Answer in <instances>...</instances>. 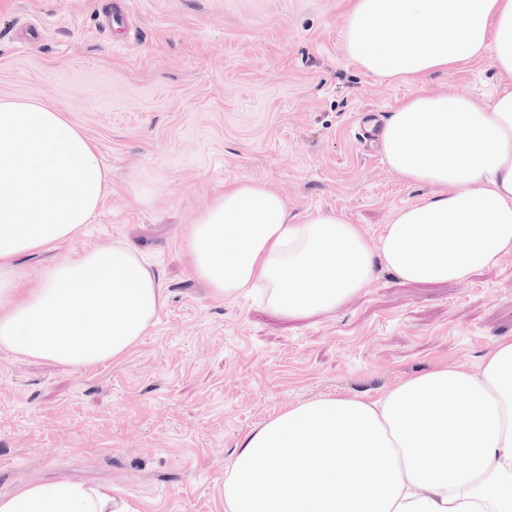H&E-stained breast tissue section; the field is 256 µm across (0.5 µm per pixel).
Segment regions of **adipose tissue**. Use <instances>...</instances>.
<instances>
[{"mask_svg": "<svg viewBox=\"0 0 512 512\" xmlns=\"http://www.w3.org/2000/svg\"><path fill=\"white\" fill-rule=\"evenodd\" d=\"M348 56L383 79L416 80L489 59L512 77V0H352ZM388 166L432 196L397 210L379 238L332 211L292 215L263 184L225 187L186 238L214 293L262 292L300 316L332 311L378 270L462 282L512 255V86L483 99L415 92L381 136ZM109 175L63 112L0 99V350L89 368L121 360L165 304L123 245L58 259L23 286L19 256L91 223ZM0 512H134L108 484H26ZM224 512H512V336L476 368L439 364L378 397L321 395L244 436Z\"/></svg>", "mask_w": 512, "mask_h": 512, "instance_id": "adipose-tissue-1", "label": "adipose tissue"}]
</instances>
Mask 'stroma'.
<instances>
[{"label": "stroma", "instance_id": "obj_1", "mask_svg": "<svg viewBox=\"0 0 512 512\" xmlns=\"http://www.w3.org/2000/svg\"><path fill=\"white\" fill-rule=\"evenodd\" d=\"M350 0H0V97L63 112L111 173L92 223L23 258L25 288L53 260L119 242L166 295L121 360L64 369L0 351V494L55 478L108 483L137 512H224V470L242 438L319 394L374 397L441 363L477 365L512 336V256L466 282L380 273L336 310L283 314L224 299L186 249L195 215L252 180L294 214L332 210L371 238L428 196L368 152L360 121L384 123L416 87L492 94L489 60L422 85L367 74L344 49ZM122 8L136 31L104 25ZM43 35L21 44L19 22Z\"/></svg>", "mask_w": 512, "mask_h": 512}]
</instances>
